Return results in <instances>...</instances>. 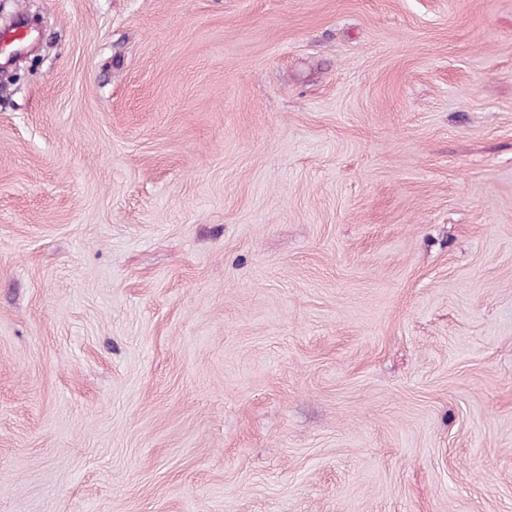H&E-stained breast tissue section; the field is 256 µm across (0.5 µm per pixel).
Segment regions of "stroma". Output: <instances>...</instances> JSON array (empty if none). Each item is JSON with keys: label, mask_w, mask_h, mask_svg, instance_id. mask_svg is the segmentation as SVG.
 <instances>
[{"label": "stroma", "mask_w": 512, "mask_h": 512, "mask_svg": "<svg viewBox=\"0 0 512 512\" xmlns=\"http://www.w3.org/2000/svg\"><path fill=\"white\" fill-rule=\"evenodd\" d=\"M0 512H512V0H4Z\"/></svg>", "instance_id": "35a3bbf8"}]
</instances>
